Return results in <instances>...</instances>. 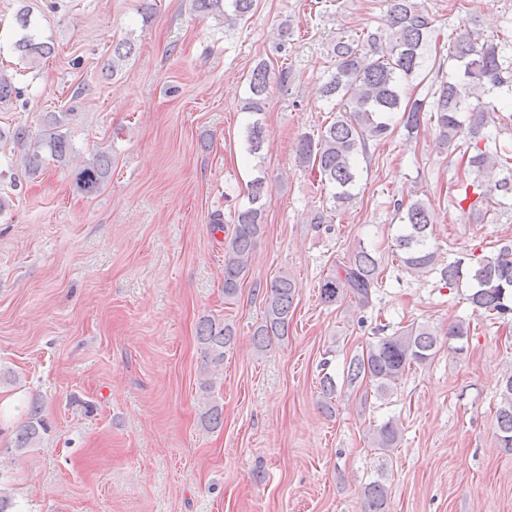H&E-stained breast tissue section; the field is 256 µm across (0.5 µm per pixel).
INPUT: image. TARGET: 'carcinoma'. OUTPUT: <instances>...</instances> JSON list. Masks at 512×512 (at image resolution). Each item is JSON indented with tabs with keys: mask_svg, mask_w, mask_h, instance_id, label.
<instances>
[{
	"mask_svg": "<svg viewBox=\"0 0 512 512\" xmlns=\"http://www.w3.org/2000/svg\"><path fill=\"white\" fill-rule=\"evenodd\" d=\"M254 0H194L197 12L224 19L228 33L245 19ZM20 37L12 47L21 56L38 59L51 55L53 45L41 40L31 14L20 9L17 14ZM436 31L435 18L420 0H390L385 28L364 38H339L333 47L335 71L321 86L320 94L338 107L336 119L324 127L318 137H302L297 144L299 163L318 168L320 178L335 188L333 199L344 204L354 197L360 179L358 162L368 152L369 144L388 137L391 123L401 116L408 138L430 125L438 134V143L452 154L466 146L462 188L455 204L471 216H486L484 205L496 196H512V145H502L493 152L482 147L490 138L491 128L509 120V107H500L487 96L496 88L512 86V57L502 55L508 44L503 39L485 36L476 28H466L448 43V60L454 72L435 82L430 97L416 98L407 91L409 79L424 73L430 66L429 45ZM132 53L128 41L112 49V72ZM270 85V69L257 64L248 78L250 97L248 112L263 111ZM67 113L52 116L49 128L40 137H31L25 126H16L10 139L28 147L25 171H36L42 163L41 152L48 150L55 160L65 159L72 151L67 137L59 131ZM266 141V130L256 119L245 129L246 153L254 157ZM112 172V156L98 152L72 173L76 191L90 196L98 193ZM264 177L255 176L247 186V201L234 210L230 221L232 234L224 248V296L238 292L250 262L251 252L263 229ZM399 224L395 236L401 262L415 271L431 266L434 253L429 242L433 212L428 203L416 199L396 202ZM379 264L365 248H359L348 264L319 285L323 303L333 305L350 297L361 306L370 303L379 284ZM445 287L455 288L462 282L471 286L468 300L477 310L506 317L512 313V249L504 247L493 256L471 251L466 257L448 263L442 274ZM297 284L288 274L276 276L267 286L265 312L253 332V345L263 352L272 339L288 336L293 315L292 305ZM197 341L206 354L201 373L204 386H212L219 374L224 354L235 342L232 327L214 319H205L197 328ZM440 341L427 327L407 325L379 335L369 341L361 353L349 360L343 382L347 387L363 389V396L382 400L397 388L414 367L429 364L438 352ZM323 408L331 409L337 385L333 375L320 379ZM496 406L495 433L500 447L512 451V373L505 376ZM44 420L36 406L29 410V421L18 431L15 448L36 445L44 433ZM401 429L390 418L373 428V447L386 455L396 448ZM389 487L377 479L367 484L364 512H388Z\"/></svg>",
	"mask_w": 512,
	"mask_h": 512,
	"instance_id": "obj_1",
	"label": "carcinoma"
}]
</instances>
